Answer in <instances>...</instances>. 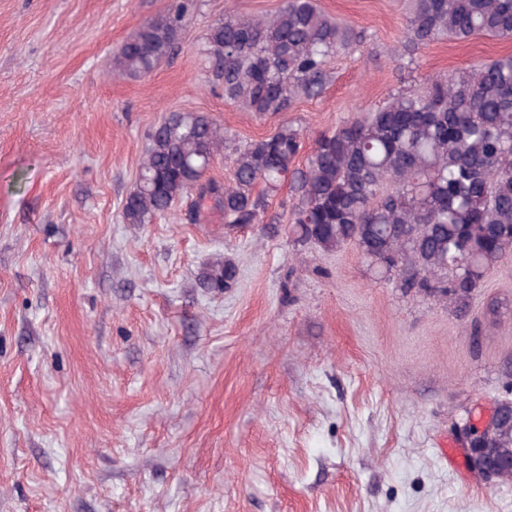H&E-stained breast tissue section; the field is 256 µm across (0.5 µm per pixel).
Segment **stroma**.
Returning <instances> with one entry per match:
<instances>
[{
	"label": "stroma",
	"mask_w": 512,
	"mask_h": 512,
	"mask_svg": "<svg viewBox=\"0 0 512 512\" xmlns=\"http://www.w3.org/2000/svg\"><path fill=\"white\" fill-rule=\"evenodd\" d=\"M315 2L363 38L321 94L259 116L212 82L205 35L283 0H189L143 77L116 57L173 0H0V512H512L511 481L439 457L512 400V261L461 316L355 247L294 242L288 180L244 228L190 223L192 194L123 218L169 113L210 116L230 148L286 123L306 154L391 93L512 54L487 36L409 54L405 0ZM220 256L236 287H200Z\"/></svg>",
	"instance_id": "stroma-1"
}]
</instances>
